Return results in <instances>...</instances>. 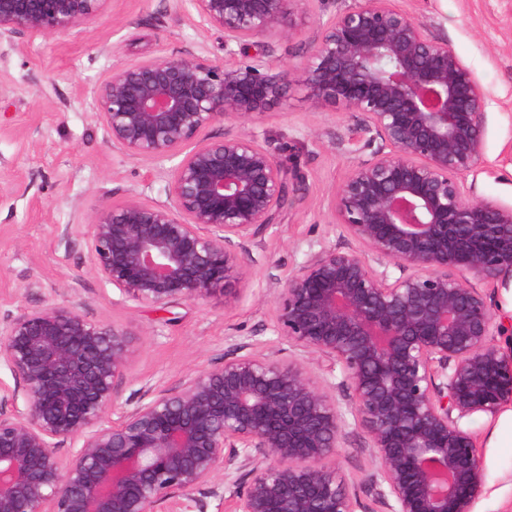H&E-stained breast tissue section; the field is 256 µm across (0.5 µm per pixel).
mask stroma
<instances>
[{"label": "stroma", "mask_w": 512, "mask_h": 512, "mask_svg": "<svg viewBox=\"0 0 512 512\" xmlns=\"http://www.w3.org/2000/svg\"><path fill=\"white\" fill-rule=\"evenodd\" d=\"M354 0H302L291 37H266L273 60L296 67L310 54L322 22ZM470 67L484 100L485 146L461 180L474 200L512 206V0H394ZM191 0H109L105 12L72 36L17 35L0 46V319L49 304L75 307L93 321L131 333L132 362L120 399L144 387L176 386L187 372L216 364L235 345L267 342L281 357L298 352L273 332V282L295 271L313 247L355 248L339 225L334 195L370 150L349 153L343 140L361 116L316 107L290 84L261 115L206 129L256 133L261 145L300 172L291 204L252 246L251 278L207 301L166 309L121 303L90 269L84 233L103 204L135 195L164 200L153 163L113 147L96 115L95 89L113 65L194 52L224 59L221 31L199 27ZM487 476L475 512H512V409L467 422ZM333 460L349 487L361 488L377 463L367 433L349 422Z\"/></svg>", "instance_id": "stroma-1"}]
</instances>
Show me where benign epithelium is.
Returning a JSON list of instances; mask_svg holds the SVG:
<instances>
[{
    "label": "benign epithelium",
    "mask_w": 512,
    "mask_h": 512,
    "mask_svg": "<svg viewBox=\"0 0 512 512\" xmlns=\"http://www.w3.org/2000/svg\"><path fill=\"white\" fill-rule=\"evenodd\" d=\"M107 2L0 0V42L70 35ZM299 2L192 0L224 33L223 62L189 52L111 68L98 119L112 146L159 165L167 200L96 209L91 269L121 302L163 309L247 281L256 235L289 204L285 163L252 134L202 133L262 114L292 81L319 108L361 114L348 150L379 146L334 198L359 249H312L276 282L274 332L340 369L379 512H474L486 471L465 422L512 404V361L492 343L512 336V315L457 277L512 273V206L471 200L459 180L484 151L476 75L392 0L335 14L283 68L259 39L291 35ZM129 336L65 305L0 321L13 379H0V512H192L198 493L226 512H367L328 462L346 427L334 385L256 341L127 408Z\"/></svg>",
    "instance_id": "1"
}]
</instances>
